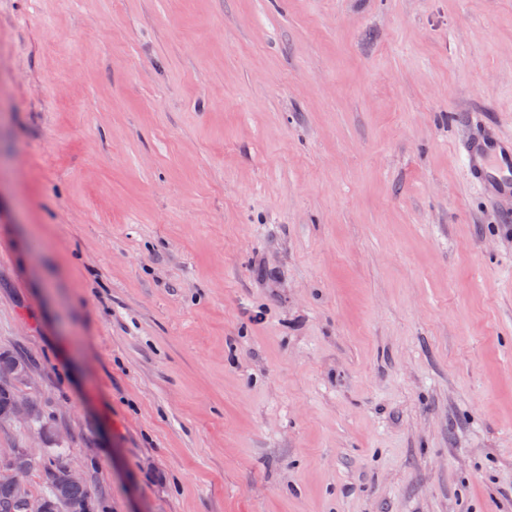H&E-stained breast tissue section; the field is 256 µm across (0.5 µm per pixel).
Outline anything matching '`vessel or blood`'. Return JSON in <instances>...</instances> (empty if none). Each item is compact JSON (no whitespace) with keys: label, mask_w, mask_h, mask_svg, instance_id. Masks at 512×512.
I'll return each mask as SVG.
<instances>
[{"label":"vessel or blood","mask_w":512,"mask_h":512,"mask_svg":"<svg viewBox=\"0 0 512 512\" xmlns=\"http://www.w3.org/2000/svg\"><path fill=\"white\" fill-rule=\"evenodd\" d=\"M463 163L470 180L494 197L512 196V142L486 136L463 144Z\"/></svg>","instance_id":"obj_1"}]
</instances>
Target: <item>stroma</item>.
<instances>
[{
  "label": "stroma",
  "mask_w": 512,
  "mask_h": 512,
  "mask_svg": "<svg viewBox=\"0 0 512 512\" xmlns=\"http://www.w3.org/2000/svg\"><path fill=\"white\" fill-rule=\"evenodd\" d=\"M512 0H0V352L96 512H512ZM460 150L467 174L476 186L492 197L512 196V142L486 136L463 144Z\"/></svg>",
  "instance_id": "1"
}]
</instances>
